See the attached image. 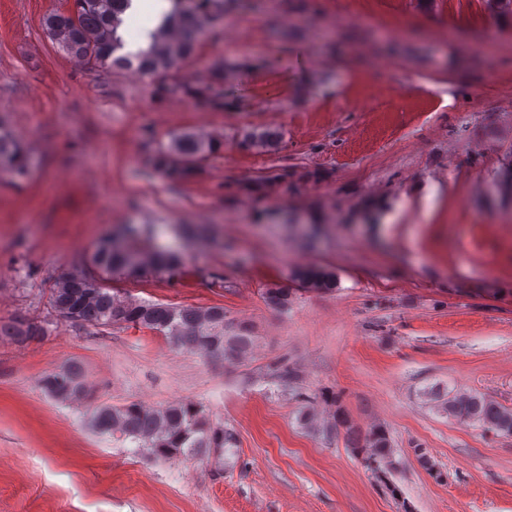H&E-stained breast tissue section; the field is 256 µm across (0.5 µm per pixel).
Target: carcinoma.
Wrapping results in <instances>:
<instances>
[{
  "label": "carcinoma",
  "mask_w": 512,
  "mask_h": 512,
  "mask_svg": "<svg viewBox=\"0 0 512 512\" xmlns=\"http://www.w3.org/2000/svg\"><path fill=\"white\" fill-rule=\"evenodd\" d=\"M237 0H169V9L148 31V41L138 51H125L122 35L131 0H72L69 8L43 18L47 38L70 60L87 70L135 71L154 80L157 101L184 99L219 112L232 105L228 84L235 65L224 59L213 61L208 77L192 80L182 73V65L192 59L207 33L224 23V17ZM235 145L256 153H272L284 140L280 128L246 124L232 136ZM224 147V139L192 130L171 134L154 148L151 165L171 183H187L202 175L210 160ZM0 169L16 180L27 175L25 147L8 126L0 123ZM152 235L148 226L120 224L112 235L102 238L88 255L85 265L59 275L50 289L49 303L54 312L74 326L132 325L147 329L169 345L226 364L239 365L251 352V327L229 317L222 306L197 307L137 301L114 291L109 282H138L147 278L180 279L185 273L182 254L159 245L134 248L129 242ZM96 270L105 280L98 288L87 287L86 275ZM300 288L327 291L336 287V273L324 267H297L290 276ZM294 289L288 283L265 288L266 305L286 313L293 302ZM0 334L29 339L45 335L43 325L16 317L0 325ZM261 375L278 395L299 405V421L305 427L315 424L314 405L328 402L324 393H307L303 374L288 359L267 365ZM41 387L55 400L67 403L89 398L82 370L77 364L63 366L46 374ZM433 408L450 418L477 425L500 434H512V409L477 393L449 395L429 392ZM91 430L100 435H118L135 444L134 453L149 459L179 463L192 459L201 450L224 457L225 465L238 463L235 429L214 421L204 406L192 401H176L158 407L138 402L94 407ZM353 451L364 466L385 480L396 470L397 460L388 431L376 426L352 442ZM419 465L439 480L443 473L429 451L413 448Z\"/></svg>",
  "instance_id": "obj_1"
}]
</instances>
